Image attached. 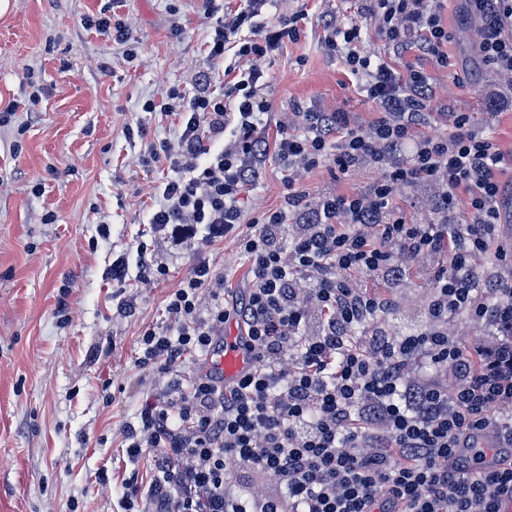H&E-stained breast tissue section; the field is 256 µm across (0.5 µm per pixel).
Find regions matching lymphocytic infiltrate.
<instances>
[{"label":"lymphocytic infiltrate","instance_id":"1","mask_svg":"<svg viewBox=\"0 0 512 512\" xmlns=\"http://www.w3.org/2000/svg\"><path fill=\"white\" fill-rule=\"evenodd\" d=\"M465 2L479 21L483 62L512 77V0ZM270 4L240 0L218 18L204 63L221 70V94L174 89L143 105L175 129L174 141L151 144L141 159L173 172L154 188L153 235L175 248L233 239L249 270L233 300L227 276L198 262L167 297L170 327L140 335L136 366L167 383L121 430L129 462L153 455L148 489L134 474L124 482L125 512H499L512 493V456L484 470L462 451L484 433L512 447V418L501 412L512 406V372L477 369L448 321L512 323V281L486 298L470 271L488 252L512 263V249L497 243L498 173L512 158L465 112L450 113L449 133L424 131L430 77L405 57L450 68L441 0H369L376 34L400 68L370 51L360 24L328 28L326 53L356 76L378 115L363 127L350 113L309 107L298 129L272 143L263 134L270 107L261 63L302 30L295 16L269 22ZM271 153L288 172L286 192L277 207L247 216L243 195ZM364 161L376 172L367 192L311 202L295 186L298 173L325 165L342 178ZM422 181L443 194L433 217L417 222L397 199ZM436 253L448 262L431 276L423 324L404 336L377 329L392 303L354 287L350 273L397 279L399 258ZM313 308L321 326L309 335ZM231 318L254 355L248 374L227 386L199 358ZM365 324L369 338L355 342L352 329ZM424 363L450 371L454 388L409 383ZM270 483L280 493H268Z\"/></svg>","mask_w":512,"mask_h":512}]
</instances>
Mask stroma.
I'll list each match as a JSON object with an SVG mask.
<instances>
[{"label": "stroma", "mask_w": 512, "mask_h": 512, "mask_svg": "<svg viewBox=\"0 0 512 512\" xmlns=\"http://www.w3.org/2000/svg\"><path fill=\"white\" fill-rule=\"evenodd\" d=\"M110 8L139 41L136 59L82 26ZM303 9L300 41L264 62L271 140L277 123L297 125L301 107L349 112L363 125L377 110L321 45L326 25L364 20L361 0H275L269 19ZM441 14L454 35L455 71L432 72L437 111L428 130L444 133L445 113L467 112L476 131L511 154L512 81L477 53V21L465 0H443ZM214 24L200 0H0V108H16L0 128V512H123L129 472L120 429L164 384L134 365L142 330L166 325L168 294L200 260L226 272L232 287L247 276L231 240L174 252L151 236L152 189L171 170L139 164L151 142L173 136L166 119L143 111L144 101L196 88ZM177 26L182 35H173ZM130 124L143 125L144 136L128 140ZM284 175L268 156L247 194L249 215L278 204ZM373 178L364 164L342 179L323 166L300 187L313 198L350 194ZM142 240L168 262L169 275L118 289L108 274L112 256L135 253ZM446 261H407L398 280L350 279L395 300L377 322L395 336L422 323L430 277ZM101 472L108 484L99 483Z\"/></svg>", "instance_id": "stroma-1"}]
</instances>
